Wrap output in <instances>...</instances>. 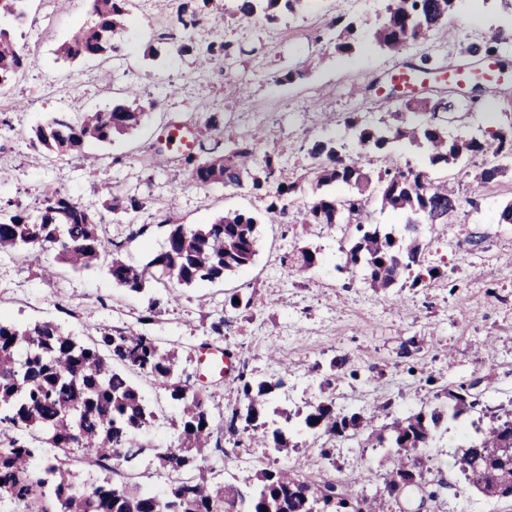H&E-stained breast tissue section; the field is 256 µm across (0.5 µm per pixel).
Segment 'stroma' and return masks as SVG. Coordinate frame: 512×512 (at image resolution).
<instances>
[{"mask_svg":"<svg viewBox=\"0 0 512 512\" xmlns=\"http://www.w3.org/2000/svg\"><path fill=\"white\" fill-rule=\"evenodd\" d=\"M181 0H149L147 11L132 8L115 39L117 58L66 62L58 47L89 22L88 0H26L24 9L48 7L55 27L36 36L29 27L15 28L18 50L28 60L23 80L0 85V97L15 110L0 138V206L15 205L37 215L46 186L101 216L113 240L124 242V259L146 262L164 246L167 212H176L190 227L208 224L227 211H242L258 220V253L246 270L224 281L171 290L146 287L135 293L116 285L105 265L75 272L59 269L43 278L39 262L23 263L0 254V318L19 325L53 320L77 341H86L94 327L108 324L132 333L157 337L179 354V370L201 389L213 410H225L238 398L233 376L208 371L200 361L202 345L232 356L255 377L284 378L275 406L294 409L315 401L326 374L336 376V406L344 412L373 413L374 428L388 414L421 408L443 389L466 388L476 398L474 410L449 423L438 447L429 449L423 479L429 499L387 500L385 512H512V499H491L469 486L455 455L463 443L462 426L487 425L495 415L512 410V224L499 221L501 208L512 200V173L481 185L473 170L453 171L448 185L463 201L448 223L424 224L418 231L424 265L442 274L427 287L404 284L373 290L358 271L338 272L351 241L344 225L311 226L302 234L300 208L316 194L303 176L314 163L309 149L327 138L357 145L343 119L351 113L376 122L398 108L400 101L374 89L404 62L443 69L465 62L461 46L481 41L489 27L512 29V16L497 0H461L450 18V36L428 33L405 49L376 47L371 28L385 12L387 0H333L331 13L309 11L282 15L268 22L258 16L247 22L214 26L203 20L190 31H178L193 42L185 55L172 42L154 37L156 23H175ZM355 20L352 53L336 49L331 14ZM221 30L235 53L214 59L205 48L214 30ZM301 70L286 84L281 75ZM140 90L146 114L130 134L109 143H90L85 155L96 158L88 170L84 157L48 150L32 160L27 132L50 113L111 108L128 88ZM512 105V70L506 79L487 85L467 126L497 128L502 110ZM219 115L225 127L242 137L259 134L258 153L279 151L282 175L302 184L287 205L282 221L269 222L266 197L248 187L200 186L190 181L175 150H164L163 166L144 169L141 158L158 148L171 123L192 127L209 140L206 123ZM464 126V127H467ZM464 127H452V134ZM133 196L141 209L112 212L113 199ZM318 251L320 261L299 274L289 265L297 248ZM255 295L257 309L232 308V295ZM168 296L155 321L139 318L150 299ZM223 318L224 333L210 324ZM297 449L291 459L310 478L335 474L342 481L382 485L387 469L384 451L364 436L330 440L314 438L303 427L292 436ZM330 447L323 458L321 447Z\"/></svg>","mask_w":512,"mask_h":512,"instance_id":"35a3bbf8","label":"stroma"}]
</instances>
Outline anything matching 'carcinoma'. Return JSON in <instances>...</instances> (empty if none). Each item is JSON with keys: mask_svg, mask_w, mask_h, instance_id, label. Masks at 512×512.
I'll use <instances>...</instances> for the list:
<instances>
[{"mask_svg": "<svg viewBox=\"0 0 512 512\" xmlns=\"http://www.w3.org/2000/svg\"><path fill=\"white\" fill-rule=\"evenodd\" d=\"M23 0H0V17L21 23L26 12ZM227 11L233 18L252 19L262 13L269 21L280 12L296 13L312 0H233ZM456 0H389L385 20L372 31L383 49L398 52L426 32H449L448 18ZM131 0H90L92 20L74 33L58 52L65 58L104 57L118 51L113 34L123 26ZM218 13L216 0H183L180 21L196 26L202 14ZM336 29V49H354L356 25L343 15L331 17ZM506 42L503 30L491 28L479 44H469L470 56H501ZM26 67L17 51L12 31L0 27V85ZM472 105H456L446 97H411L388 118L364 124L354 113L344 125L368 153L386 154L390 145L406 141L441 169L465 168L475 158H484L475 173L479 183H490L512 171L497 164L499 157H512V113L492 131L481 128L471 134L451 136L449 128L458 115L471 114ZM422 112L426 120L411 126L406 112ZM143 105L121 102L105 111L55 112L45 123L31 129L30 146L59 153L81 150L86 142H103L140 126ZM224 133L207 144L179 156L189 179L198 185L222 184L240 187L250 179L251 190L264 194L270 221L286 214L284 201L298 191V184L281 179L280 153H267L260 172L254 140L236 137L233 148H221ZM317 163L309 177L316 189L343 184L352 192L321 194L301 211L303 224L336 223L343 216L355 225L358 237L347 253L345 266L361 267L370 287L385 290L396 286L405 273L420 265V224H446L449 214L462 204L448 188L445 178L432 179L411 166L388 165L376 172L345 152V145L317 141L311 149ZM380 210L406 218L404 233L395 238L371 230L370 203ZM258 219L245 212L227 211L212 223L190 228L166 215L169 232L162 251L143 265L121 257L123 243L107 237L105 227L82 205L48 186L41 195L36 218L23 210L0 216V253L26 258L54 252V259L74 270L89 269L103 261L119 286L140 293L154 283L192 287L216 283L224 276L246 268L257 253L255 228ZM317 251L302 248L289 263L299 270L315 265ZM178 355L165 349L153 336L132 334L102 326L90 343L77 342L53 321L19 326L0 321V499L14 506L13 512H383L386 499L410 479L422 492L421 470L425 449L432 447L441 425L457 421L476 405L465 389L450 393L451 406L394 418L381 429L373 417L361 412L350 415L336 410L331 380L320 387V397L306 412L267 408L272 394L286 382L260 380L249 373L237 375L240 400L231 410L215 413L204 394L189 382L177 380ZM136 374L149 379L155 389L169 396L179 411L173 421L177 442L155 453L144 440L158 418V409L145 400L130 380ZM315 434L346 438L367 430L374 448L387 449L383 486L362 487L354 492L333 482H315L300 475L296 466L258 469L240 484L218 481L214 466L224 460V433L247 442V447L269 448L286 459L297 445L288 433L296 421ZM51 448L81 451L79 462L96 468L97 477L81 488L72 481L67 461L53 456ZM167 475L162 493L133 480L143 462ZM460 462L465 480L490 498H512V412L492 420L464 447Z\"/></svg>", "mask_w": 512, "mask_h": 512, "instance_id": "carcinoma-1", "label": "carcinoma"}]
</instances>
